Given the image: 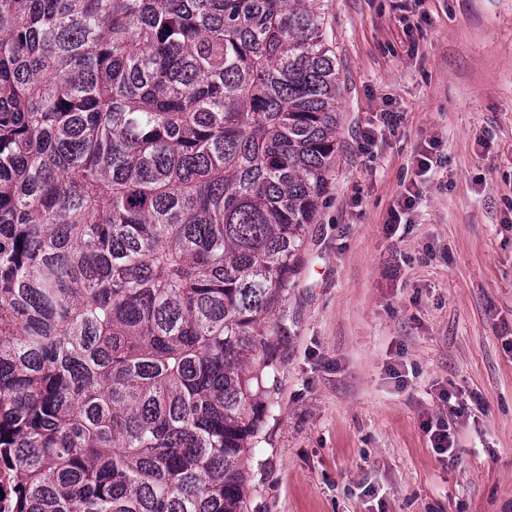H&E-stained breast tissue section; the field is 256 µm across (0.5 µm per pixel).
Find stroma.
Masks as SVG:
<instances>
[{"mask_svg": "<svg viewBox=\"0 0 512 512\" xmlns=\"http://www.w3.org/2000/svg\"><path fill=\"white\" fill-rule=\"evenodd\" d=\"M327 4L336 158L247 512H512V0ZM450 394L451 462L424 429Z\"/></svg>", "mask_w": 512, "mask_h": 512, "instance_id": "obj_1", "label": "stroma"}]
</instances>
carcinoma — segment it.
Listing matches in <instances>:
<instances>
[{
	"instance_id": "obj_1",
	"label": "carcinoma",
	"mask_w": 512,
	"mask_h": 512,
	"mask_svg": "<svg viewBox=\"0 0 512 512\" xmlns=\"http://www.w3.org/2000/svg\"><path fill=\"white\" fill-rule=\"evenodd\" d=\"M324 0H0L12 512H245L336 156Z\"/></svg>"
}]
</instances>
